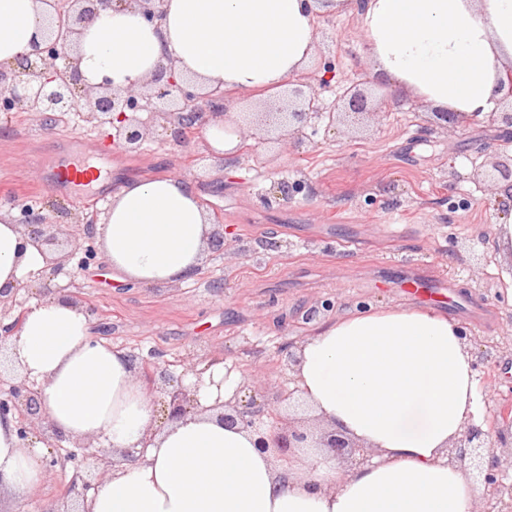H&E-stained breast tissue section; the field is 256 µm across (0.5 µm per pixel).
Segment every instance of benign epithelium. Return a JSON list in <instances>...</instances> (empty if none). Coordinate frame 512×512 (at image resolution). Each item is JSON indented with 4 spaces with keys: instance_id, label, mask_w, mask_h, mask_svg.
Masks as SVG:
<instances>
[{
    "instance_id": "obj_1",
    "label": "benign epithelium",
    "mask_w": 512,
    "mask_h": 512,
    "mask_svg": "<svg viewBox=\"0 0 512 512\" xmlns=\"http://www.w3.org/2000/svg\"><path fill=\"white\" fill-rule=\"evenodd\" d=\"M106 0H55L53 11L48 13L41 42L16 58V66L0 67V112H35L45 120L53 119L56 112H75L96 121V127L107 134L108 142L124 153L140 149L150 130L156 125L168 126L170 141L181 147L191 140L195 125L201 116V102H206L212 115L227 116L224 91L212 89L201 93L190 82L177 76L172 68H161L142 84L115 92L101 86L97 90L81 84L78 69L71 51L82 25L96 12L97 5ZM115 4H135L142 17L156 22L163 17V0H112ZM340 99L347 101L356 114L364 111L363 94L355 86L345 87ZM327 120V126L336 123V113L324 112L318 93L313 88L291 91L288 100L275 112L256 114L255 121L237 124L243 148L255 139L254 125H276L288 129V135L300 146L310 144L305 127L311 119ZM484 180L496 185L500 182L512 189V157L508 161H491L483 164ZM9 208L18 212L17 223L41 251L50 255L49 262L55 273L74 272L86 267L96 255L94 227L98 212L85 217L82 224L88 245L81 248L68 239L63 225L44 223L33 205L22 198H14ZM8 297L0 293V356L8 350L9 339L18 332L20 316H10L4 309ZM138 377L149 393L159 396L167 420H178L201 407L198 396L204 384L202 377L185 386L173 380L169 369L152 364L149 377H144L142 365H137ZM0 419L11 416L16 421L17 433L26 441L36 431L58 447V453L45 460L48 468H65L73 464L76 475L69 486V493L77 500L74 512H90L88 502L105 477L122 462L130 460L133 452L119 454L101 451L87 453V446L73 441L57 430L46 417L41 388L27 379L14 377V369L0 368ZM298 390L280 392L275 396L276 407L265 409L251 398L245 405L238 401H218L215 406L224 409L221 420L226 427H240L255 436V447L274 451L286 460L298 448H324L333 459L362 464L367 454L360 445L336 429L314 431L302 422H288L280 411L284 402L294 401ZM491 444L490 432L474 423L455 442L458 456L469 459L472 478L493 491L494 498L503 494L512 497V480L498 471L495 461L486 458L485 450Z\"/></svg>"
}]
</instances>
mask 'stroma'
Here are the masks:
<instances>
[{
    "mask_svg": "<svg viewBox=\"0 0 512 512\" xmlns=\"http://www.w3.org/2000/svg\"><path fill=\"white\" fill-rule=\"evenodd\" d=\"M319 45L298 79L325 104L340 86L357 85L367 98L359 121L319 128L312 145L291 139L255 146L231 162L210 157L204 139L169 145L155 127L142 149L103 146L82 115L46 122L36 114L0 116V200L20 197L47 223L75 224L86 203L63 191L41 190L45 168L76 137L82 163L99 167L113 193L125 183L173 175L193 181L213 223L230 227L222 250H210L188 285L131 286L104 257L74 276L50 275L44 286L16 294L26 304L47 288L95 309L98 336L143 360L168 365L175 380L187 366L224 364L249 378L248 395L271 398L291 387L293 374L277 364L281 349H297L314 328L308 310L324 300L334 314L368 306L416 304L408 279L441 271L436 306L459 321L486 379L485 402L512 387V261L499 251L496 191L482 184L484 161L512 156V132L495 121L449 127L422 99L393 90L365 54L356 7L315 25ZM299 185L271 197L280 182ZM484 253L476 263L474 252ZM71 471L48 473L34 496L0 493V512H40L65 500Z\"/></svg>",
    "mask_w": 512,
    "mask_h": 512,
    "instance_id": "obj_1",
    "label": "stroma"
}]
</instances>
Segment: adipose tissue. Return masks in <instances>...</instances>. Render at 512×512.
Segmentation results:
<instances>
[{
  "mask_svg": "<svg viewBox=\"0 0 512 512\" xmlns=\"http://www.w3.org/2000/svg\"><path fill=\"white\" fill-rule=\"evenodd\" d=\"M159 24L105 0L79 37L88 88L123 90L168 66L204 88L277 92L315 49L305 0H165ZM41 0H0V65L43 36ZM367 56L392 85L449 113L485 120L512 65V0H365ZM213 226L195 185L137 180L116 191L95 235L132 285L193 282ZM48 269L12 214L0 211V290ZM9 347L20 376L42 389L50 423L134 457L106 478L92 512H474L480 487L448 461V447L483 400L458 321L418 306L371 308L320 325L298 349L294 377L328 426L375 454L341 471L317 453L277 464L253 436L216 413L155 426V406L124 352L98 339L90 317L61 294L33 300ZM149 447L141 442L148 429ZM40 446L0 419V488L28 495L45 476Z\"/></svg>",
  "mask_w": 512,
  "mask_h": 512,
  "instance_id": "obj_1",
  "label": "adipose tissue"
}]
</instances>
